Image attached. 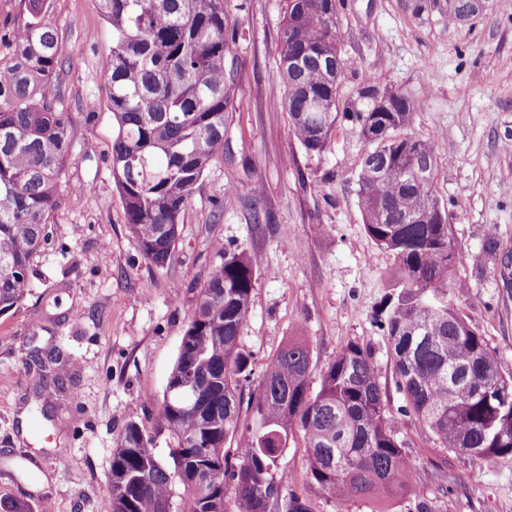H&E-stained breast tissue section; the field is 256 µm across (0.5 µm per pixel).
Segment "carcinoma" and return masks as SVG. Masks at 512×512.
I'll list each match as a JSON object with an SVG mask.
<instances>
[{
  "instance_id": "1",
  "label": "carcinoma",
  "mask_w": 512,
  "mask_h": 512,
  "mask_svg": "<svg viewBox=\"0 0 512 512\" xmlns=\"http://www.w3.org/2000/svg\"><path fill=\"white\" fill-rule=\"evenodd\" d=\"M30 20L0 35V314L31 294L28 267L49 237L61 176L72 159L69 113L59 110L66 51L45 19L46 0H28ZM112 28L103 81L114 132L110 167L130 232L157 267L171 258L181 217L211 163L224 154L237 81L238 28L224 0H99ZM341 0H287L278 78L291 129L322 152L339 117L368 144L358 174L367 235L394 257L385 327L401 413L441 448L473 449L483 464L512 454V376L448 296L463 292L450 252L448 213L435 195L438 145L408 132L417 105L391 93L388 130L368 136L380 95L373 84L338 111L350 63L339 50ZM151 429L130 418L112 455L103 512H312L279 468L300 428L307 477L340 504L408 487L412 465L388 412L370 354L349 342L310 390L311 352L288 341L264 366L241 419L242 382L253 375L240 349L255 265L245 250L216 246ZM168 457L157 453L160 437ZM235 443L236 462L225 452Z\"/></svg>"
}]
</instances>
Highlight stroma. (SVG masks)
Returning a JSON list of instances; mask_svg holds the SVG:
<instances>
[{
  "label": "stroma",
  "instance_id": "obj_1",
  "mask_svg": "<svg viewBox=\"0 0 512 512\" xmlns=\"http://www.w3.org/2000/svg\"><path fill=\"white\" fill-rule=\"evenodd\" d=\"M47 5L67 52L60 107L73 152L61 182L80 196L62 194L30 260L31 295L0 315V500L34 512H102L116 442L130 418L156 414L218 241L246 250L257 268L240 331L255 367L302 337L315 391L338 351L359 343L399 418L409 489L344 506L308 481L304 440L294 435L282 465L313 512H417L421 502L431 512H512V455L479 463L400 414L379 315L394 258L368 237L359 205L368 145L345 119L322 153L294 138L277 78L285 0H227L240 29L229 148L205 173L161 268L130 233L112 179L102 80L112 30L99 0ZM338 25L340 51L355 64L341 78L339 105L376 78L379 91L417 103L413 135L442 138L435 194L467 284L451 303L512 375V0H481L461 21L446 0L420 16L409 0H344Z\"/></svg>",
  "mask_w": 512,
  "mask_h": 512
}]
</instances>
